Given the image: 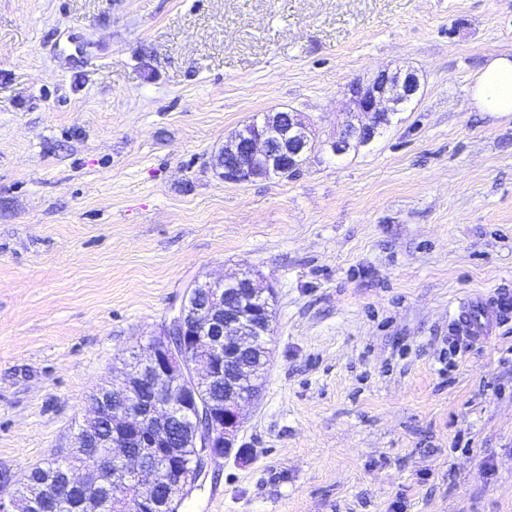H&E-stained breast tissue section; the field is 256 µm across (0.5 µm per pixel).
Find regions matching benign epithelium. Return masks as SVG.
<instances>
[{
    "mask_svg": "<svg viewBox=\"0 0 512 512\" xmlns=\"http://www.w3.org/2000/svg\"><path fill=\"white\" fill-rule=\"evenodd\" d=\"M351 111L357 123L325 140L311 137L308 124L297 113L275 114L235 131L217 156L220 176L227 183H243L274 171L297 170L312 155H342L359 139L371 142L380 119L416 97L420 80L413 71H381L368 83H353ZM275 298L271 285H263L248 273L206 278L191 284L176 312L165 322L139 359L112 377V388L123 391L124 406L109 412L112 434L90 449L78 467V480L86 502L101 486L114 489L133 486L136 495L124 504V512H154V492L163 487L176 495L188 482L174 452L170 423L183 421L194 431L198 447L197 472L235 450L244 407L255 394L246 393L259 369L253 356L266 361L268 332L257 324L263 304ZM224 379V407L213 408L204 399L208 385ZM149 380L154 396L142 399L136 392L141 380ZM104 410L94 409L82 433L73 437L60 466L73 465L72 454L83 447L91 427ZM33 501L14 494H0V512H30Z\"/></svg>",
    "mask_w": 512,
    "mask_h": 512,
    "instance_id": "benign-epithelium-1",
    "label": "benign epithelium"
}]
</instances>
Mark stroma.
Returning <instances> with one entry per match:
<instances>
[{
  "label": "stroma",
  "instance_id": "1",
  "mask_svg": "<svg viewBox=\"0 0 512 512\" xmlns=\"http://www.w3.org/2000/svg\"><path fill=\"white\" fill-rule=\"evenodd\" d=\"M512 0H0V470L68 447L97 386L206 276L276 291L241 456L178 512H512V112L468 95ZM413 70L367 145L227 183L277 110L319 139ZM459 342L456 359L448 346ZM459 308L464 309L459 319L471 336H485L491 323L508 311L506 307L496 303L483 308L478 303L466 302Z\"/></svg>",
  "mask_w": 512,
  "mask_h": 512
}]
</instances>
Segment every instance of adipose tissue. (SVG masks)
Masks as SVG:
<instances>
[{"instance_id":"adipose-tissue-1","label":"adipose tissue","mask_w":512,"mask_h":512,"mask_svg":"<svg viewBox=\"0 0 512 512\" xmlns=\"http://www.w3.org/2000/svg\"><path fill=\"white\" fill-rule=\"evenodd\" d=\"M470 96L481 112H512V54L488 59L472 80Z\"/></svg>"}]
</instances>
